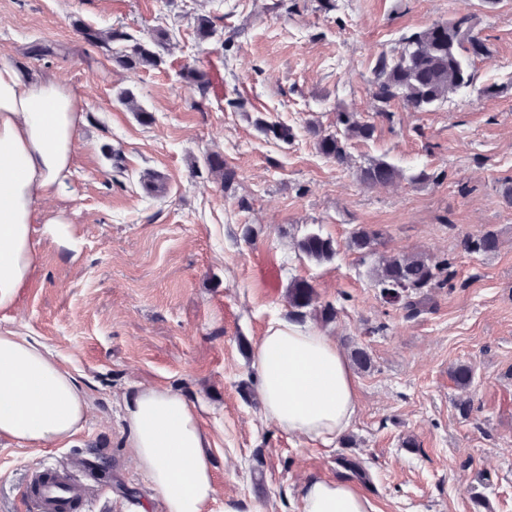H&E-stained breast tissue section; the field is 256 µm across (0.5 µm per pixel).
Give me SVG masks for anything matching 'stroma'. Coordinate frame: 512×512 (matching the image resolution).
<instances>
[{
  "mask_svg": "<svg viewBox=\"0 0 512 512\" xmlns=\"http://www.w3.org/2000/svg\"><path fill=\"white\" fill-rule=\"evenodd\" d=\"M213 34H196L197 16ZM470 17L491 52L471 87L416 112L392 103L375 116L370 79L402 35ZM171 39L155 69L113 62L119 42L92 45L80 29ZM243 34L227 42L230 29ZM0 61L30 77H56L91 100L77 130L67 192L41 202L59 216L68 246L37 234L40 264L19 305L0 312V332L36 338L87 393L89 415L71 443L29 448L0 440V512H26L30 469L79 456L105 476L108 512H164L138 468L124 423L140 386L179 392L200 409L216 486L211 512H301L296 488L313 475L346 476L376 512H512V0H0ZM221 78L207 96L183 68ZM131 90L151 116L119 102ZM374 122L353 141L352 165L315 148L308 124L335 132L337 111ZM288 124L283 143L257 117ZM221 155L232 187L206 167ZM383 159L402 175L360 185L357 166ZM429 178L415 181L419 171ZM380 230L383 252L453 262L448 287L415 318L380 295L376 258L354 250L358 227ZM497 234L492 253L466 237ZM311 232L335 255L298 252ZM303 278L338 315L323 325L354 368L358 415L323 448L288 436L261 409L254 349L270 320L289 315L288 287ZM469 365L460 390L451 374Z\"/></svg>",
  "mask_w": 512,
  "mask_h": 512,
  "instance_id": "1",
  "label": "stroma"
}]
</instances>
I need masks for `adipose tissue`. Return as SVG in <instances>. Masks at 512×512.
I'll return each mask as SVG.
<instances>
[{
	"label": "adipose tissue",
	"instance_id": "ef3b65f1",
	"mask_svg": "<svg viewBox=\"0 0 512 512\" xmlns=\"http://www.w3.org/2000/svg\"><path fill=\"white\" fill-rule=\"evenodd\" d=\"M90 106L63 81L23 79L0 62V311L15 308L40 264L34 234L67 244L41 201L69 187L76 130ZM254 368L263 413L281 432L330 446L354 422L353 374L335 337L280 319L268 324ZM90 403L73 374L37 341L0 333V438L34 448L67 443ZM128 446L166 512H209L215 487L197 407L152 386L125 400ZM302 512H374L347 479L312 477L297 490Z\"/></svg>",
	"mask_w": 512,
	"mask_h": 512
}]
</instances>
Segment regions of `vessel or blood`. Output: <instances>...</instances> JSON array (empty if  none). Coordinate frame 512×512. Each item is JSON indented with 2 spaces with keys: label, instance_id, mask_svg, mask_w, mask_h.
I'll use <instances>...</instances> for the list:
<instances>
[{
  "label": "vessel or blood",
  "instance_id": "1",
  "mask_svg": "<svg viewBox=\"0 0 512 512\" xmlns=\"http://www.w3.org/2000/svg\"><path fill=\"white\" fill-rule=\"evenodd\" d=\"M99 482L82 458L43 465L28 478V506L31 512H106L95 498Z\"/></svg>",
  "mask_w": 512,
  "mask_h": 512
}]
</instances>
